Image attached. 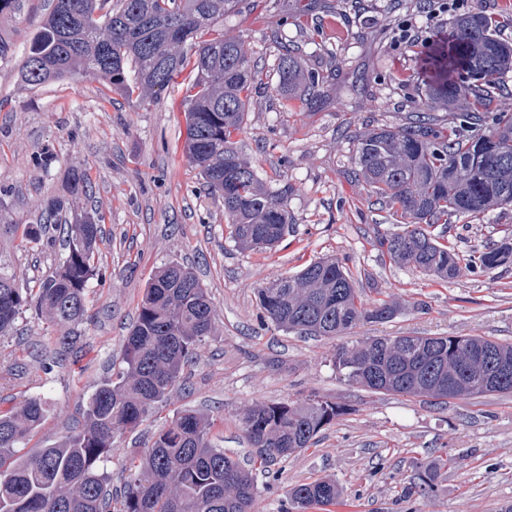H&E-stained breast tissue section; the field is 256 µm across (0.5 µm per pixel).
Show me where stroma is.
<instances>
[{
  "label": "stroma",
  "mask_w": 512,
  "mask_h": 512,
  "mask_svg": "<svg viewBox=\"0 0 512 512\" xmlns=\"http://www.w3.org/2000/svg\"><path fill=\"white\" fill-rule=\"evenodd\" d=\"M309 2L240 0L224 18L225 34L241 38L264 82L275 80L271 34L301 47L314 68L336 54V78L315 107L255 95L236 138L261 178L293 188L292 228L279 246L260 251L235 244L223 201L204 192L187 162L182 101L192 69L144 101L79 76L30 88L18 68L51 0H24L19 12L0 15V40L12 49L0 61V272L34 288L62 263V243H29L24 227L43 222L46 201L63 195L71 171H84L93 192L70 201L68 215L103 218L86 320L61 327L28 309L0 337V413L45 398L49 413L19 449L32 453L62 439L100 382L121 367L144 291L174 260L206 287L214 331L185 367V385L142 431L116 438L100 465L111 489L123 488L131 462L177 412L207 416L213 443L244 462L252 451L242 431L250 408L317 397L336 405V418L310 448L258 474L254 512H281L288 488L319 478L335 480L340 493L322 512H500L512 503V394L437 404L348 382L333 364L335 347L369 336L512 342V262L486 272L464 266L443 282L382 253L380 239L401 227L354 176L353 139L380 123H404L425 100L421 48L393 39L399 25L420 18L419 0H330L329 13ZM432 233L464 256L512 243V207ZM325 257L346 259L362 298L395 303L394 318L333 339L262 322L259 288ZM61 336L74 339L63 361L53 354ZM440 459L433 494L405 499L414 462Z\"/></svg>",
  "instance_id": "obj_1"
}]
</instances>
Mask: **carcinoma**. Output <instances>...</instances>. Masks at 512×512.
I'll return each mask as SVG.
<instances>
[{
    "mask_svg": "<svg viewBox=\"0 0 512 512\" xmlns=\"http://www.w3.org/2000/svg\"><path fill=\"white\" fill-rule=\"evenodd\" d=\"M53 8L31 39L19 67L22 84L37 87L78 74L105 78L127 96L157 97L186 67L197 72L184 104L186 157L209 194L224 201L235 243L271 249L288 233L292 187L258 176L236 150L253 92L297 99L313 107L335 75L336 54L325 69L303 66L299 47L278 34L274 84L255 85L256 71L242 42L224 34V14L237 0H52ZM498 23L481 13L454 22L424 58L423 111L401 125L378 124L357 137L354 174L370 197L399 217L404 230L380 241L390 259L441 281L456 277L461 258L426 228L457 217L477 219L512 206V114L486 107L505 87L512 70V43ZM445 104L442 116L433 109ZM90 182L72 173L68 196L85 195ZM101 229L91 216L67 225L66 256L60 268L30 294L0 273V336L12 333L20 311L35 305L57 324L86 316V288L96 274L94 250ZM35 243L53 242L48 225L28 224ZM512 258V244L485 251L469 264L494 269ZM263 317L283 331L334 338L361 322L392 319L387 301L367 307L343 259H319L282 287L258 290ZM211 298L189 268L170 261L148 284L136 321L124 342V366L103 381L82 412V423L63 440L34 454L19 445L47 416L39 396L0 414V512H252L258 488L253 470L217 447L211 422L194 411L176 413L157 431L144 455L131 463L123 491L114 496L98 463L112 452L115 434L134 433L169 393L182 385L185 365L213 332ZM350 382L401 396L425 395L444 403L488 394H512V343L484 336H372L333 354ZM500 364L511 368L491 387L484 378ZM450 389L430 392L441 374ZM336 407L312 399L302 407L259 405L243 418L255 448L252 465L263 471L311 447ZM417 479L405 495L434 491L439 466L414 463ZM332 479L290 487L282 512H306L336 503Z\"/></svg>",
    "mask_w": 512,
    "mask_h": 512,
    "instance_id": "obj_1",
    "label": "carcinoma"
}]
</instances>
